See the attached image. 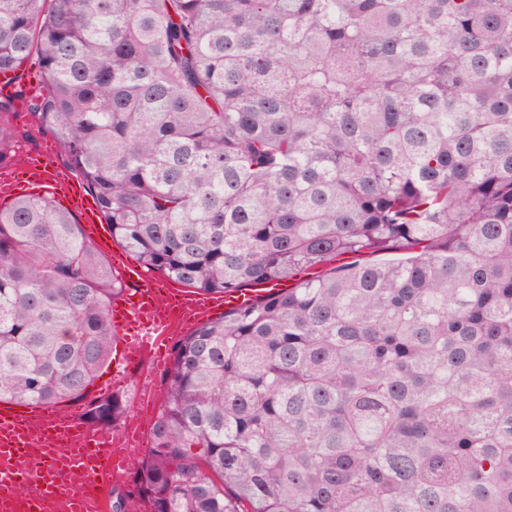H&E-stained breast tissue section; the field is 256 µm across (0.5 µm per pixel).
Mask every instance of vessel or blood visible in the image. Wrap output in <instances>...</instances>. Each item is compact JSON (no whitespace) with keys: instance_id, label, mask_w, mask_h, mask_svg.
I'll return each instance as SVG.
<instances>
[{"instance_id":"1","label":"vessel or blood","mask_w":512,"mask_h":512,"mask_svg":"<svg viewBox=\"0 0 512 512\" xmlns=\"http://www.w3.org/2000/svg\"><path fill=\"white\" fill-rule=\"evenodd\" d=\"M22 183L38 193L71 198L83 223L99 218L95 202L75 195L72 174L46 150L23 166L0 169V203L12 199ZM123 272L135 286L111 313L113 330L124 338L114 367L118 377L140 360L144 347L213 310L210 297L162 289L130 265ZM116 441L111 429L85 426L76 410L0 407V512H44L55 500L63 503V512H104V483L123 467Z\"/></svg>"}]
</instances>
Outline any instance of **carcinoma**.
Returning <instances> with one entry per match:
<instances>
[{"instance_id":"obj_1","label":"carcinoma","mask_w":512,"mask_h":512,"mask_svg":"<svg viewBox=\"0 0 512 512\" xmlns=\"http://www.w3.org/2000/svg\"><path fill=\"white\" fill-rule=\"evenodd\" d=\"M34 50L112 238L270 288L178 341L154 512H512V0H0V75ZM122 292L52 196L0 207V402L82 400Z\"/></svg>"}]
</instances>
